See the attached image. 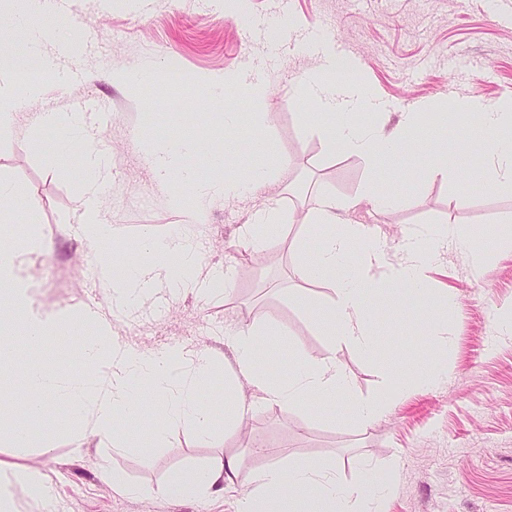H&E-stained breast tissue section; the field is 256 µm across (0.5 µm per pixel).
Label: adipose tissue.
<instances>
[{"label": "adipose tissue", "instance_id": "1", "mask_svg": "<svg viewBox=\"0 0 512 512\" xmlns=\"http://www.w3.org/2000/svg\"><path fill=\"white\" fill-rule=\"evenodd\" d=\"M1 1L9 15L8 22L0 25V138H7L15 131L16 114L22 104L42 93L36 74L58 82L63 79L54 59L42 50L47 36L60 31L61 26L53 0ZM19 38L30 45L22 57L11 51ZM337 68L344 72V79L327 77L319 70L298 82L303 99L320 113L337 119L324 134L327 151L358 154L375 171L384 160L413 150L422 112L469 114L490 131V138L457 152L435 145L429 153L428 173L447 174L476 152L483 160L488 180L499 189L512 191V101L491 104L454 98L427 103L422 110L404 113L398 131L384 136L353 120L361 112L381 111V97L360 81L348 79V72L355 68L351 59L340 60ZM202 83L212 96L229 91L255 100L267 96L265 82L246 71L206 77ZM41 122L57 129L59 136L50 145L31 136L33 151L47 150L55 156L74 151L85 172V201L78 228L88 246L99 253L95 267L98 281L111 288L122 307L137 308L145 296L160 288L174 295L226 292V278L205 266L196 235L215 199L252 196L272 177V169L244 160L245 155L263 153L266 139L243 141L235 133L237 113L228 112L223 116L224 136L218 145L178 137L153 141L146 160L156 180L164 186L175 183L188 189L192 203L184 208L183 222L173 231L162 237H141V250L154 258L153 264L146 265L113 261L99 252L114 231L103 222L95 204L107 188L110 170L93 122L73 112H46ZM201 151L208 156L209 171L205 174L187 163L190 155ZM232 159L239 160L240 165L233 175L224 176V166ZM399 202L398 195L376 192L370 183L353 197L317 196L305 217L306 223L320 232L315 254H308L304 241L291 244L300 279L326 283L333 292L329 303L318 305L305 289L299 288L294 293L295 302L315 316L319 329L330 341L354 346L369 356L375 355L380 345L376 313L385 300L422 303L418 321L425 327L436 318L435 306L445 307L451 302L450 295H432L424 277L425 267L436 260L447 239L428 232L406 236L400 244V259L388 263L384 260L385 244L369 225L338 221L340 213L364 203L383 210ZM19 222L27 227L21 237L13 231ZM37 225V213L28 194L14 182L0 178V375L18 376L22 393L18 399L0 400L1 447L48 452L60 435H69L78 442L89 433L104 447L135 445L149 462L162 453L172 429L190 428L201 440L213 439L221 432L235 433L250 411L239 398L245 380L257 386L264 401L286 409L306 406L314 396L330 406L337 397H345L353 402V419L367 427L383 415L382 395L393 384L409 390L445 379L446 371L439 364L418 359L409 362L399 379L384 378L380 397L359 400L335 355L313 361L293 343L288 346L291 363L287 374L272 376L264 367L265 338L270 327L262 319L238 327L231 334L234 367L226 374L205 352L189 354L183 348L169 347L140 353L117 341L110 326L89 307L54 310L37 304L36 285L25 276L23 268L25 254L42 253L47 248L36 232ZM357 251L364 260L354 265L350 257ZM12 336L23 337L31 354L49 349L61 338L81 337L80 363L75 367L46 363L17 366L16 351L8 342ZM219 375L224 378V395L215 401L208 398L206 387ZM240 464V455L234 453L208 465L189 466L173 473L154 492L179 498L220 491L233 480ZM360 473L362 482L354 489L337 481L331 465L301 459L274 463L256 474L254 489L241 499L238 512H357L361 505L382 504L392 490L389 480L365 464ZM17 488L24 494L28 512H39L52 498L51 482L40 468L14 464L7 480H0V512H19L13 495Z\"/></svg>", "mask_w": 512, "mask_h": 512}]
</instances>
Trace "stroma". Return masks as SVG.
<instances>
[{"label":"stroma","mask_w":512,"mask_h":512,"mask_svg":"<svg viewBox=\"0 0 512 512\" xmlns=\"http://www.w3.org/2000/svg\"><path fill=\"white\" fill-rule=\"evenodd\" d=\"M243 9L244 22L225 12L224 0H66L62 24L79 37L80 60L72 62L58 40H48V51L72 77L64 86L45 79L43 96L20 109L14 134L0 139V177L32 196L40 232L52 244L50 252L27 261L38 302L96 309L113 336L139 352L175 341L227 365L233 361L227 334L260 317L271 324L267 345L276 348L266 368L283 374L290 354L279 343V331L312 359H321L328 348L311 315L293 299L302 282L291 243L298 238L315 250L318 230L292 221L264 251L254 252L241 228L263 203L304 210L322 192L356 195L370 175L360 156L326 151L323 118L297 97L298 79L322 63L300 40L317 30L349 49L356 62L349 77L383 98L386 110L372 123L389 136L403 113L426 102L512 99V0H288L284 7L279 0H245ZM88 31L94 34L89 41L83 38ZM145 65L160 71L159 80L136 92L113 83V68ZM241 68L263 77L264 101L246 102L232 93L213 98L195 86L200 78ZM90 95L112 114L109 124L97 128L112 160L111 185L99 206L117 242L102 250L116 249L129 259L138 256L143 226L162 233L183 220L170 188L158 184L144 160L150 138H220L219 118L226 111L239 113L242 137L259 130L268 138L258 161L272 169V178L253 198L216 200L200 232L208 244L205 262L222 268L232 282L228 295L173 297L160 290L127 313L94 280L88 246L75 224L83 179L79 160L73 154L47 157L29 147L41 113L72 111ZM424 120L451 149L486 136L467 114H428ZM427 153L422 143L413 156L384 162L376 188L400 194V206L375 211L365 203L340 214L339 221L371 225L386 242L390 263L398 260L405 233L426 227L448 234L447 248L426 272L431 290L448 291L455 299L441 313L448 346L439 347L413 310L387 303L379 313L380 356L344 344L336 355L361 399L378 394L381 370L400 374L414 358L438 359L447 369L444 383L399 392L382 418L363 430L351 417L350 401L337 400L331 421L321 399L286 411L263 402L246 381L239 396L253 410L241 430L203 442L188 429H175L149 464L137 449H104L91 436L76 445L66 435L47 454L0 447V461L35 466L50 476L53 501L46 512H238L254 473L288 457L334 463L337 477L351 487L359 481L360 462H368L395 485L383 512H512V336L495 329L498 317L512 314V250L478 265L455 241L461 232L477 243L501 231L512 220V192L493 189L476 158L467 177L429 175L421 168ZM460 190L467 195L465 205L449 210V199ZM230 452L242 456L236 479L223 492L200 499L150 491L125 497L112 487L116 473L151 488L179 467L207 464Z\"/></svg>","instance_id":"stroma-1"}]
</instances>
